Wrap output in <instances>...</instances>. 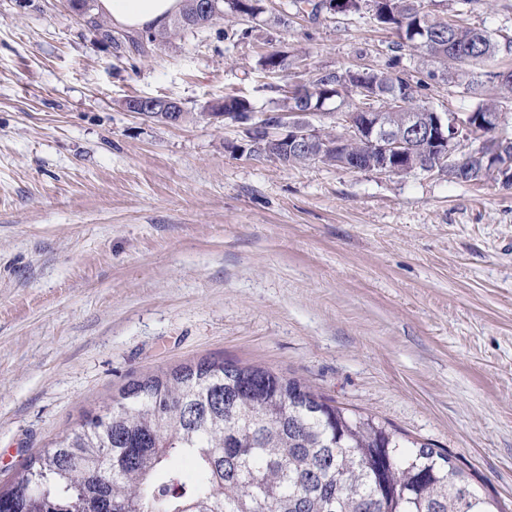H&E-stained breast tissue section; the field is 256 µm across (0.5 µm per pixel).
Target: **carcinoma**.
<instances>
[{
  "instance_id": "cac0c4a2",
  "label": "carcinoma",
  "mask_w": 512,
  "mask_h": 512,
  "mask_svg": "<svg viewBox=\"0 0 512 512\" xmlns=\"http://www.w3.org/2000/svg\"><path fill=\"white\" fill-rule=\"evenodd\" d=\"M74 12L93 27L112 30L94 12L95 0H70ZM263 0H218L219 8L253 19ZM296 13L317 19L320 0H295ZM363 8L407 47L427 57L428 71L463 86L478 99L475 112H497L484 94L493 84L512 98V69L492 70L501 54L512 55V38L501 41L457 20L435 17L426 0H344L341 12ZM183 0L170 25L123 30L112 38L118 56L169 43L180 30L214 24ZM264 70H288V53L272 50L258 61ZM425 81L407 71L321 69L284 91L265 124L284 112H383L398 131L411 112H429L421 102ZM357 103L342 110L347 99ZM222 113L242 119L241 152L273 157L279 164L312 162L343 167L345 148L329 126L318 149H286L254 140L251 103L226 96ZM486 172L470 166L465 182L499 183L492 170L512 169V147L499 146ZM189 458L205 474L187 482L174 464ZM503 512L499 500L476 487V476L451 454L411 440L377 418L338 405L312 386L273 370L222 359H203L130 380L100 413H87L51 446L30 455L10 484L0 488V512Z\"/></svg>"
}]
</instances>
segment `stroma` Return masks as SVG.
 <instances>
[{"mask_svg":"<svg viewBox=\"0 0 512 512\" xmlns=\"http://www.w3.org/2000/svg\"><path fill=\"white\" fill-rule=\"evenodd\" d=\"M286 2L118 58L65 0H0V485L129 380L224 358L447 450L512 512V187L241 153L225 96L263 116L319 69H428L368 10ZM428 8L512 35V0ZM123 106L126 111L136 112L138 115L145 118L154 116L155 112H167L159 114V116L169 122H175L177 120L176 118L178 117V112L181 109V104L176 100L162 101V103L159 105L157 101H150L143 98L126 99L123 103ZM148 108H153L154 112H141L147 110ZM179 115L182 121L185 118L184 109H182L181 112H179Z\"/></svg>","mask_w":512,"mask_h":512,"instance_id":"obj_1","label":"stroma"}]
</instances>
